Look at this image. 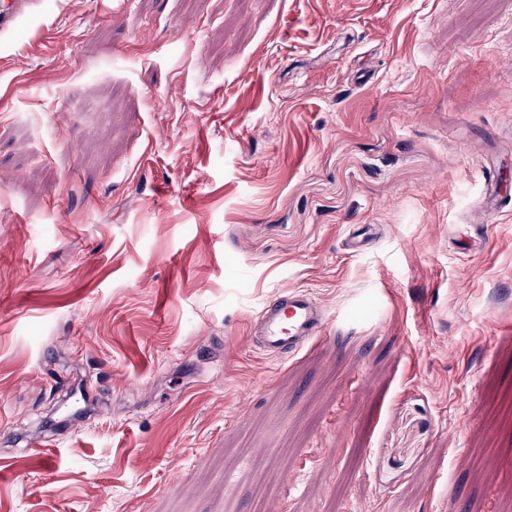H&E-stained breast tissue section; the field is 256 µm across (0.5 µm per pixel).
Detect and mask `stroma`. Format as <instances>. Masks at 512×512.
Returning <instances> with one entry per match:
<instances>
[{"instance_id":"35a3bbf8","label":"stroma","mask_w":512,"mask_h":512,"mask_svg":"<svg viewBox=\"0 0 512 512\" xmlns=\"http://www.w3.org/2000/svg\"><path fill=\"white\" fill-rule=\"evenodd\" d=\"M0 512H512V0H30ZM285 288L251 316L249 336L260 354L283 362L312 348L327 323L323 306L309 290Z\"/></svg>"}]
</instances>
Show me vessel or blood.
Masks as SVG:
<instances>
[{
    "label": "vessel or blood",
    "mask_w": 512,
    "mask_h": 512,
    "mask_svg": "<svg viewBox=\"0 0 512 512\" xmlns=\"http://www.w3.org/2000/svg\"><path fill=\"white\" fill-rule=\"evenodd\" d=\"M327 314L306 289L290 287L251 317L249 340L263 356L285 361L312 348L322 337Z\"/></svg>",
    "instance_id": "b4317fda"
}]
</instances>
